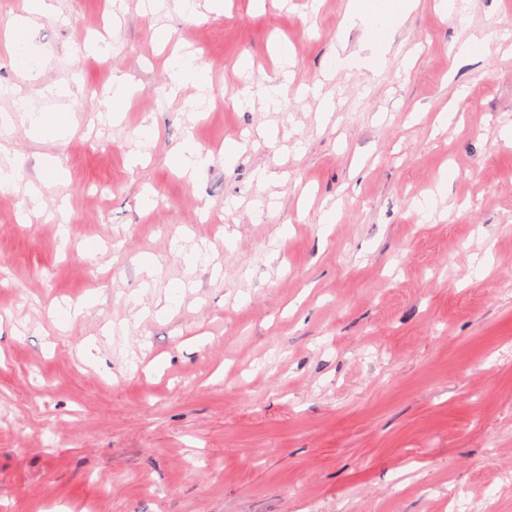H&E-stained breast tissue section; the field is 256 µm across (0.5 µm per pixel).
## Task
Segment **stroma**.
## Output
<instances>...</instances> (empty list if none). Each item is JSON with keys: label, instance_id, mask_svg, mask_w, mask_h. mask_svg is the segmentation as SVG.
<instances>
[{"label": "stroma", "instance_id": "35a3bbf8", "mask_svg": "<svg viewBox=\"0 0 512 512\" xmlns=\"http://www.w3.org/2000/svg\"><path fill=\"white\" fill-rule=\"evenodd\" d=\"M52 3L0 0V167L23 156L45 209L21 223L28 195L0 193V512H452L490 491L512 512V0H419L378 74L336 65L365 51L348 0ZM174 53L209 84L173 90ZM285 70L281 110L232 105ZM115 73L137 86L120 119ZM32 110L75 128L41 139ZM189 135L213 156L195 175L169 161ZM27 26L23 21L14 22L11 26V40L15 51V64L20 70L28 69L29 56L27 52ZM26 49V54L17 52Z\"/></svg>", "mask_w": 512, "mask_h": 512}]
</instances>
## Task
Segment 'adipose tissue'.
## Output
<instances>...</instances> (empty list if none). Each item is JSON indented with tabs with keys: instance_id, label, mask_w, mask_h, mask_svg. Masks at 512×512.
Here are the masks:
<instances>
[{
	"instance_id": "1",
	"label": "adipose tissue",
	"mask_w": 512,
	"mask_h": 512,
	"mask_svg": "<svg viewBox=\"0 0 512 512\" xmlns=\"http://www.w3.org/2000/svg\"><path fill=\"white\" fill-rule=\"evenodd\" d=\"M415 6L416 0H390L386 11L380 12L371 0H349L347 16L362 23L369 47L368 54L361 59L365 68L374 73L380 70L396 32L395 20L404 19Z\"/></svg>"
}]
</instances>
